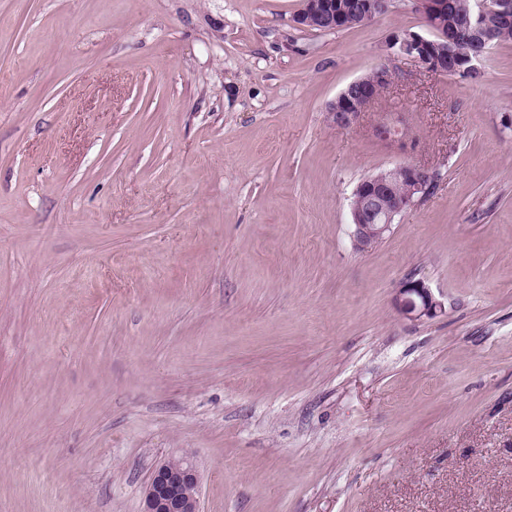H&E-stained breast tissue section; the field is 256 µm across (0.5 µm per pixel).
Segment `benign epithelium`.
<instances>
[{"mask_svg": "<svg viewBox=\"0 0 512 512\" xmlns=\"http://www.w3.org/2000/svg\"><path fill=\"white\" fill-rule=\"evenodd\" d=\"M419 8L432 35L391 34L384 60L368 75L351 82L330 107V118L337 127L353 126L379 101L393 80L390 60L395 56L410 58L438 76L456 75L477 68L473 63L456 62L457 36L448 33L445 24L447 0H421ZM489 12H496L505 19L512 17V0H473V16L462 35H475L484 43H491L495 31L485 23ZM346 13L370 21L375 13L374 0H349L347 3L343 0H302L293 22L309 29L334 30L336 19ZM376 134L394 143L405 139L401 129L388 120L377 126ZM434 182L435 174L431 169L412 162L397 163L362 180L353 192L351 205L355 246L366 250L378 244L392 224L430 192ZM395 304L403 316L413 320L431 318L443 310L442 302L420 279L409 278L402 282L397 289ZM199 489L200 476L190 457H181L176 466L165 460L151 473L144 512H200Z\"/></svg>", "mask_w": 512, "mask_h": 512, "instance_id": "obj_1", "label": "benign epithelium"}]
</instances>
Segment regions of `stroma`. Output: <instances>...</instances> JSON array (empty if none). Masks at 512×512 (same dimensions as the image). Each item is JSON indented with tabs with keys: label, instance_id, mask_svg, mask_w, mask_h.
Wrapping results in <instances>:
<instances>
[{
	"label": "stroma",
	"instance_id": "stroma-1",
	"mask_svg": "<svg viewBox=\"0 0 512 512\" xmlns=\"http://www.w3.org/2000/svg\"><path fill=\"white\" fill-rule=\"evenodd\" d=\"M300 5L0 0V512H142L185 454L201 512H512V42L476 81L395 59L344 130L429 29ZM404 161L433 189L356 250ZM343 1L350 2L343 3ZM374 1L378 0H302L301 8L294 15L293 22L298 26L318 31L352 28L365 24L356 15L365 17L364 22L374 18ZM346 13L356 15L348 14L341 22L336 23V18ZM434 182L431 169L412 162L397 163L362 180L353 192L351 205L355 246L366 250L378 244L392 224L430 192ZM396 186L402 191L395 192ZM395 304L406 318L419 320L442 313L443 304L420 279H406L397 289Z\"/></svg>",
	"mask_w": 512,
	"mask_h": 512
}]
</instances>
